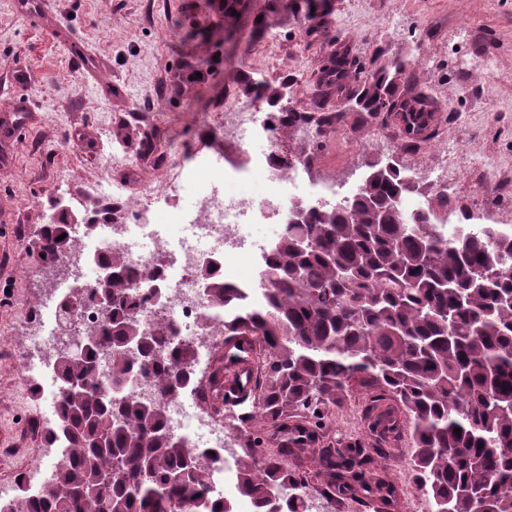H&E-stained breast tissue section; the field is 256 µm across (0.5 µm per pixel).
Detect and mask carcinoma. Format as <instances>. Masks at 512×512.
<instances>
[{
	"label": "carcinoma",
	"instance_id": "1",
	"mask_svg": "<svg viewBox=\"0 0 512 512\" xmlns=\"http://www.w3.org/2000/svg\"><path fill=\"white\" fill-rule=\"evenodd\" d=\"M331 71L360 82L354 99L375 116L399 119L410 141L432 135L419 96L391 100L389 73L364 76L344 57ZM298 123L320 128L327 120L289 110L283 127ZM409 196L423 206L404 209ZM38 242L39 261L49 268L78 247L65 219L44 225ZM111 265V277L90 292L93 301L111 300L97 334L109 378L100 375L94 349L56 362L55 433L71 455L36 491L38 499L23 488L0 512H170L174 501L195 512H233L211 493L208 452L168 433L164 403L112 395L137 376L162 397L199 381L192 347L165 357L171 326L143 334L130 300L134 278L117 250ZM212 269L202 267L199 278L209 302L224 308V335L252 336L264 350L253 395L264 423L280 424L289 410L320 421L358 383L372 389L371 433L388 429L391 401L409 418L408 470L434 512H474L476 505L512 512V230L458 224L448 235L420 177L388 159L368 165L344 205H292L264 261L267 287H234ZM287 452L266 451L249 435L237 467L240 490L257 512H307L304 480L280 459ZM389 456L375 444L346 456L323 448L318 463L335 497L390 494L380 476Z\"/></svg>",
	"mask_w": 512,
	"mask_h": 512
}]
</instances>
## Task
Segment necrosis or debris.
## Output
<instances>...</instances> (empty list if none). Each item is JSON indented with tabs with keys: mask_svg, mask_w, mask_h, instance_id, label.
<instances>
[{
	"mask_svg": "<svg viewBox=\"0 0 512 512\" xmlns=\"http://www.w3.org/2000/svg\"><path fill=\"white\" fill-rule=\"evenodd\" d=\"M251 82L252 97L224 100L223 165L205 157L192 160L180 166L175 192L167 202L152 195L129 204L117 219L108 212L92 215L77 234V250L65 259L76 272L78 285L89 289L108 273L112 252L120 251L141 292L158 288L164 294L162 305L142 307L144 327L153 328L161 320L172 325L171 346L192 345L196 371L203 376L216 365L212 339L224 327V311L207 302L198 278L201 266L216 260L224 281L255 285L262 259L253 249L250 226L283 227L295 201L319 205L332 191L310 178L303 160L282 163L276 149L281 115L267 109L263 75H253ZM64 294V289H56L30 312L18 333L22 348H49L59 341L65 322L59 301ZM23 373L46 404L41 427L50 432L60 383L44 359L25 362ZM167 424L186 447L212 451L213 491L231 501L234 512H253L251 502L238 492L236 451L224 436L223 413L179 397L167 404Z\"/></svg>",
	"mask_w": 512,
	"mask_h": 512,
	"instance_id": "4bbe7bcc",
	"label": "necrosis or debris"
}]
</instances>
